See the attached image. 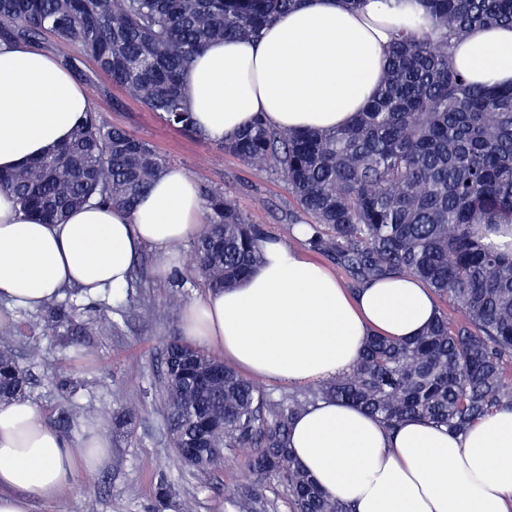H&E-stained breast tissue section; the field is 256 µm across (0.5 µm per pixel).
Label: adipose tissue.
<instances>
[{
    "label": "adipose tissue",
    "instance_id": "obj_1",
    "mask_svg": "<svg viewBox=\"0 0 512 512\" xmlns=\"http://www.w3.org/2000/svg\"><path fill=\"white\" fill-rule=\"evenodd\" d=\"M419 0H305L279 15L259 41L210 43L183 75L185 105L201 133L220 142L254 115L284 130L351 124L376 93L394 34L423 21ZM477 85L512 84V28L476 30L451 49ZM89 108L83 87L48 53L0 41V172L66 142ZM204 228L196 182L166 170L136 209L89 203L64 223L24 212L0 191V301L34 309L59 288L99 299L128 288L144 246L171 276L177 249ZM428 286L406 275L348 293L323 265L284 240L237 288L208 291L183 310L190 341L220 350L248 375L302 385L330 379L357 359L366 336H416L434 319ZM289 445L318 485L354 512H512V407L475 420L459 435L413 418L388 431L376 418L323 400L293 423ZM106 437L71 441L29 400L0 404V512H29L52 500L105 457Z\"/></svg>",
    "mask_w": 512,
    "mask_h": 512
}]
</instances>
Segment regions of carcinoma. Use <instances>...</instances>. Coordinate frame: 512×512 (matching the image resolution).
I'll use <instances>...</instances> for the list:
<instances>
[{"label":"carcinoma","mask_w":512,"mask_h":512,"mask_svg":"<svg viewBox=\"0 0 512 512\" xmlns=\"http://www.w3.org/2000/svg\"><path fill=\"white\" fill-rule=\"evenodd\" d=\"M0 0V40L37 45L50 35L56 55L77 69L88 56L112 84L162 115L196 130L180 77L215 40H256L277 14L302 0ZM431 30L394 38L381 84L348 127L280 130L257 117L224 139L248 165L274 167L310 216L303 240L330 255L358 284L416 275L458 312L440 308L418 336L377 334L341 376L268 403L263 392L224 366V389L175 387L180 352L202 364L210 352L166 342L162 410L179 458L199 472L182 445L203 415L224 416L211 441L247 448L250 483L234 496L237 512H270L261 488L279 481L292 512H353L321 490L288 446L291 425L318 400H336L377 417L389 430L408 418L463 432L489 410L512 407V248L480 231L512 225V86L471 83L450 61L453 43L477 27H512V0H422ZM166 170L150 145L109 127L89 110L70 139L8 174L0 190L26 211L56 223L92 199L131 210ZM209 220L193 244L195 271L210 289L234 287L262 258L266 235L224 193L201 192ZM74 308L56 297L42 306L51 337ZM29 369L0 349V402L23 397Z\"/></svg>","instance_id":"cac0c4a2"}]
</instances>
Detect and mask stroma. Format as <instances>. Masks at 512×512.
<instances>
[{"instance_id":"35a3bbf8","label":"stroma","mask_w":512,"mask_h":512,"mask_svg":"<svg viewBox=\"0 0 512 512\" xmlns=\"http://www.w3.org/2000/svg\"><path fill=\"white\" fill-rule=\"evenodd\" d=\"M77 67L76 81L100 88L91 105L104 123L147 141L167 166L183 168L199 187L224 192L268 235L289 242L295 223L307 222L274 169L250 166L225 153L221 143L170 127L140 100L113 85L91 59L80 58ZM179 263L174 275L159 278L156 250L145 247L129 288L117 301L92 300L77 288H68L75 322L102 314L110 320L100 332L84 333L73 346L43 337L41 309L0 303V346H10L24 359L36 347L45 359L31 368L27 399L51 424L59 406H69L72 419L62 431L66 438L77 440L95 427L109 441V455L93 474L79 475L57 499H32L30 512H235L230 500L249 481L243 467L245 449L225 450L216 467L198 473L177 458L159 408L165 343L181 336L184 305L207 291L193 271L190 245L180 249ZM129 395L138 399L136 415L119 430L115 422ZM162 482L175 489L172 506L155 498ZM89 484L97 485V495H85Z\"/></svg>"}]
</instances>
